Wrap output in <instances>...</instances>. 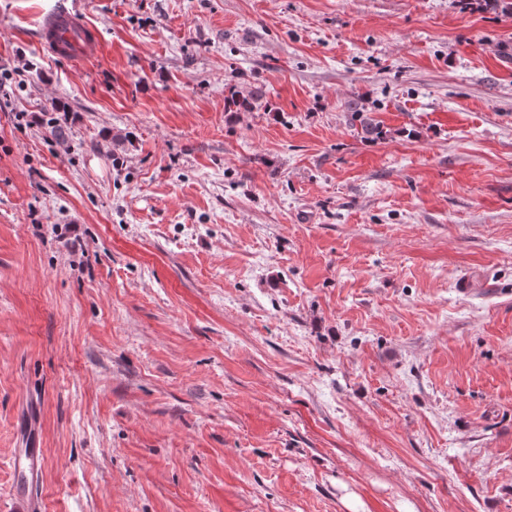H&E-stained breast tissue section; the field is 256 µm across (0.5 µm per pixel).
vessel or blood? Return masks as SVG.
Instances as JSON below:
<instances>
[{
	"instance_id": "obj_1",
	"label": "vessel or blood",
	"mask_w": 512,
	"mask_h": 512,
	"mask_svg": "<svg viewBox=\"0 0 512 512\" xmlns=\"http://www.w3.org/2000/svg\"><path fill=\"white\" fill-rule=\"evenodd\" d=\"M36 25L38 42L53 56L91 59L101 51L99 37L78 14L67 8L38 14Z\"/></svg>"
}]
</instances>
